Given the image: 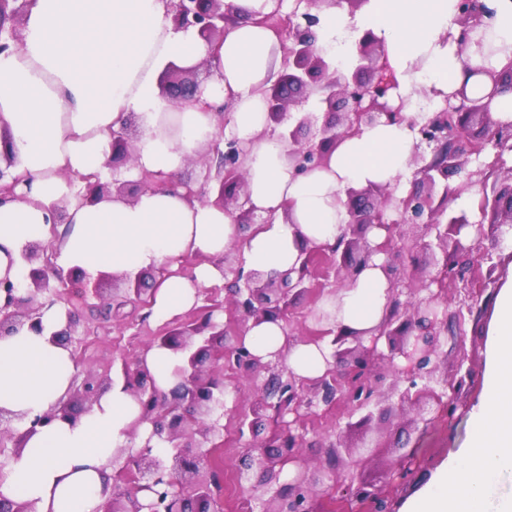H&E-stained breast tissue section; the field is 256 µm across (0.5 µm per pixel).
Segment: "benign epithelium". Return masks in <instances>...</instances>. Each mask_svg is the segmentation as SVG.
Masks as SVG:
<instances>
[{
    "mask_svg": "<svg viewBox=\"0 0 512 512\" xmlns=\"http://www.w3.org/2000/svg\"><path fill=\"white\" fill-rule=\"evenodd\" d=\"M339 1L345 3L351 13L367 3V0H298L306 3L307 10L300 13L295 7L283 15L285 39L281 52L285 72L263 91L266 112L274 123L271 132L288 140V164L296 175L326 164L337 144L360 132L362 127L382 119L388 123L403 120V104L392 105L393 92L398 88L396 75L388 65L383 43L371 32L360 36L355 64L345 71L333 66L317 47L315 27L319 24V15L323 8L335 6ZM29 6L30 0H0V54L18 43L17 23L26 16ZM458 11L461 27L458 41L464 46L490 10L484 0H459ZM169 14L174 28L194 27L210 44L223 40L226 26L237 19V13L224 0H170ZM201 70L205 71L207 79H213L205 60L190 67L169 66L161 80V96L173 104L199 97L203 89V81L198 78ZM490 78L493 88L488 95L470 97L463 88L455 94L457 102L445 100V104L418 127L410 160L414 182L407 196L398 198L388 188L377 185L349 188L345 201L349 219L334 244H302L299 267L277 279L264 280L256 271L245 273L240 267L234 269L235 281H244V287H235L232 304L244 320L287 322L288 298L292 292L305 289L314 253L336 254V282L340 286L354 282L373 254L385 255L383 269L390 284L385 318L370 348L362 345L358 332L329 330L333 334L330 344L334 363L318 379L324 402L338 399L350 409L368 408L392 363V357L378 351L377 344L383 341L392 348L395 337L404 336L410 341V349L401 350V354L411 365L403 399L412 405L431 399L450 416L456 411V395L464 379L446 384L448 394L444 396L430 386L438 367L432 358L444 357L440 337L447 320L439 317V309L446 310L454 303L459 316L464 308L472 311L476 273L482 264L492 260V254L481 250L477 243H462L459 235L468 223L464 217L448 211L449 202L477 186L481 196L479 211L488 220L494 237H499V230L504 226L512 231V207L504 206L505 201L512 202V167H505L503 158L504 152H512V124L500 123L491 115L492 98L499 88H511L512 81L505 79L502 72L492 73ZM317 86L329 89L320 99L324 106L321 122L315 113L305 111L308 96ZM311 128L315 129L311 137L300 141L301 131ZM8 144V138L0 140V158L6 162V168L0 167V200L13 197L20 182L15 178L9 184L4 183L8 176L6 169L13 164ZM214 150L218 164H212L205 157L197 160L204 169V182H217L214 204L234 211L236 223L247 224L255 210L249 206L243 167L245 151L238 140H225L220 135L214 140ZM474 155L483 157L479 167L459 183L449 182L451 177L465 170ZM133 157L134 144L127 128L112 132V154L107 162L112 170V181L97 179L87 183L80 201L93 204L112 196L133 201L140 193L155 188L149 175L144 174L132 182L117 178L118 169L132 162ZM438 188L441 196L437 199ZM406 225L420 229L424 237H434L437 247L444 253L441 270L426 284H416L419 260L413 255L409 257L408 270L403 276H397L393 238L404 237ZM373 227L386 231L384 241L375 246L365 240L366 231ZM23 257L29 266L26 288L15 286L7 277L0 278V293L4 294V303L0 305L1 336L14 334L24 326L41 332V315L46 303L40 301V297L51 289L55 299L61 301L66 297L67 288L75 284L61 276L54 262L56 252L50 246L30 244ZM52 277L58 281L53 289L50 288ZM151 277V271L141 274L135 287L126 289L124 299L117 303L104 297L102 284L94 282L92 291L99 303L91 310L106 317H119L122 307L143 303L142 281ZM432 284L437 288H430ZM450 285L455 291L452 299L448 298ZM77 325L74 316L66 314V325L54 338L57 344L70 350L79 368L83 340L74 337ZM224 336V324L216 321L212 310L200 312L157 334L149 347L159 346L183 355L174 371L177 383L168 391L156 386L143 355L121 360L124 388L141 408L139 417L129 427L130 439H135L140 427L148 423L152 427L150 437L170 444L176 452L158 455L148 441L139 448L129 445L116 449L115 457L123 459V464L113 470L111 491L99 512H218L224 472L208 460V454L217 447L215 440L224 431L221 416L217 415L226 389L222 363L231 361L237 370L246 373L270 369L280 363L278 359L262 361L241 343L226 347ZM207 359L211 361L209 368L203 367ZM112 384V379H99L89 373L80 387L70 391L67 401L35 417L25 432L16 435L10 428L0 426V453L6 439L14 441L12 456L15 457L20 455L25 439L36 428L48 426L59 418L77 420L111 389ZM307 384L308 381L291 374L285 381L275 376L270 394L258 399L253 414L257 416L272 408L281 418L287 414L300 416L301 409L309 410L313 406V400L305 394ZM271 395L276 397V402L268 401ZM293 425L294 422H288L287 429L260 444L258 454L251 457L246 470L241 472L240 479L246 480L247 470L254 466L269 471L288 464L298 467V474L274 491L273 506L262 512H312L309 486L322 484L327 478L337 487L353 478V468L358 465V461L353 460L340 474L332 468L324 477L309 476L301 452L304 437L294 432ZM353 498L359 504L357 512H387L388 502L380 492L360 489ZM0 512L38 510L34 502L0 499Z\"/></svg>",
    "mask_w": 512,
    "mask_h": 512,
    "instance_id": "benign-epithelium-1",
    "label": "benign epithelium"
}]
</instances>
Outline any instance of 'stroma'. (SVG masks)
<instances>
[{"mask_svg":"<svg viewBox=\"0 0 512 512\" xmlns=\"http://www.w3.org/2000/svg\"><path fill=\"white\" fill-rule=\"evenodd\" d=\"M480 242L482 249L502 256L503 262L494 272V283L488 284L478 297V313L465 315L460 323L450 325L442 341L447 358L440 362L436 379L464 382L455 413L449 416L432 407L422 416L417 407L401 403L406 386L404 358L395 356L390 373L368 410L351 413L344 406L324 403L321 393H313V407L302 411L295 425L297 431L306 435L302 454L309 471L319 474L328 469L327 450L332 445L340 444L352 451L371 447V457L356 471V482L369 490H383L396 512H401L449 454L465 447L470 410L482 387L486 331L494 309L496 283L512 273L511 248L493 245L488 238ZM336 292L333 280L319 276L310 290L290 297L291 340H318L326 328L322 321L324 305ZM126 313V318L120 321L99 319L92 324L84 352L85 367L92 375L102 378L111 374L113 362L135 356L162 328L161 323L150 319L146 306L127 308ZM225 376L224 440L211 457L224 469V505L229 508L243 496L239 471L248 460V442L265 441L280 429L281 420L273 410H266L257 419L254 433L240 434L239 421L251 411L256 384L266 381L269 374L263 371L251 379L229 369ZM409 451L416 454L411 475L401 481L391 479L397 458Z\"/></svg>","mask_w":512,"mask_h":512,"instance_id":"35a3bbf8","label":"stroma"}]
</instances>
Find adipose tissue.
Returning <instances> with one entry per match:
<instances>
[{"mask_svg": "<svg viewBox=\"0 0 512 512\" xmlns=\"http://www.w3.org/2000/svg\"><path fill=\"white\" fill-rule=\"evenodd\" d=\"M242 20L209 45L195 32L174 30L169 0H33L16 49L0 54V130L12 137L15 174L24 178L17 199L0 204V277L22 281L23 249L54 241L68 267L136 276L165 268L152 290L150 314L158 321L192 308L200 288L223 283L225 250L237 238L235 216L209 203L187 201L181 190H149L133 202L105 199L79 204L85 179H109L111 133L129 113L141 117L128 177L149 172L158 181L179 176L200 148L217 135L250 150L247 185L256 213L273 214L243 243L247 268L285 274L298 267L300 243L331 244L348 219L350 187L386 185L398 195L410 187L409 159L416 126L429 110L459 89L491 94L489 72L512 68V0H490L494 16L460 46L458 0H367L355 13L324 9L320 46L346 67L356 39L372 31L399 79L404 119L378 122L343 138L328 168L303 176L288 165V145L264 136L268 124L260 86L276 37L256 25L277 0H230ZM210 60L216 79L199 101L177 106L159 96L157 76L169 64ZM231 102L227 124L216 107ZM69 232L54 239L57 209ZM188 255L201 262L180 274ZM375 256L357 281L342 288L334 308L337 326L374 333L385 315L389 283ZM66 324L63 308L43 311L42 333L21 329L0 338V409L22 422L62 402L75 365L53 336ZM244 346L262 359L282 352L294 375L321 377L331 361L326 344L292 342L283 322L247 329ZM140 408L122 382L82 414L39 428L15 458L0 465V497L37 501L40 512H97L115 449L128 445L129 425Z\"/></svg>", "mask_w": 512, "mask_h": 512, "instance_id": "adipose-tissue-1", "label": "adipose tissue"}]
</instances>
